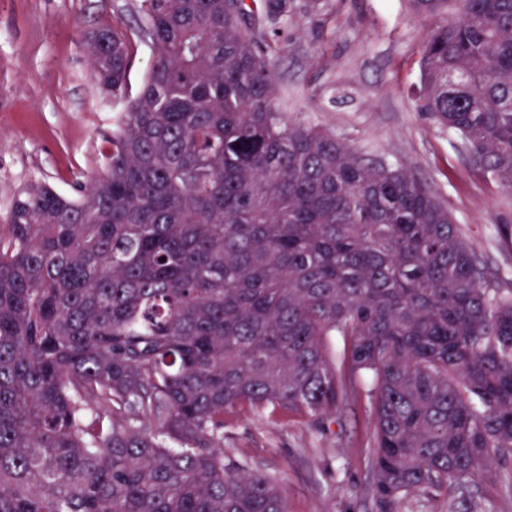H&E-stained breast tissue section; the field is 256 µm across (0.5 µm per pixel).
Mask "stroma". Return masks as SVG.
Segmentation results:
<instances>
[{"instance_id": "obj_1", "label": "stroma", "mask_w": 512, "mask_h": 512, "mask_svg": "<svg viewBox=\"0 0 512 512\" xmlns=\"http://www.w3.org/2000/svg\"><path fill=\"white\" fill-rule=\"evenodd\" d=\"M329 2L327 23L294 0L277 108L426 181L480 264L512 288V190L474 170L460 137L414 103L428 21L408 0ZM116 14L141 23L137 0H0V218L29 182L74 199L79 183L104 171L105 137L125 105L96 89L83 37ZM370 427L363 399L320 423L245 405L224 413V451L278 476L288 512H372Z\"/></svg>"}]
</instances>
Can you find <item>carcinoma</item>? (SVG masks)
Listing matches in <instances>:
<instances>
[{
	"label": "carcinoma",
	"instance_id": "carcinoma-1",
	"mask_svg": "<svg viewBox=\"0 0 512 512\" xmlns=\"http://www.w3.org/2000/svg\"><path fill=\"white\" fill-rule=\"evenodd\" d=\"M411 4L421 110L512 189V0ZM137 8L86 43L127 101L105 171L0 224V512H288L224 411L325 420L367 378L376 512H458L512 458V288L425 181L275 109L291 0ZM153 56L148 45H140L138 54L128 79V98L135 97L140 91L151 68Z\"/></svg>",
	"mask_w": 512,
	"mask_h": 512
}]
</instances>
